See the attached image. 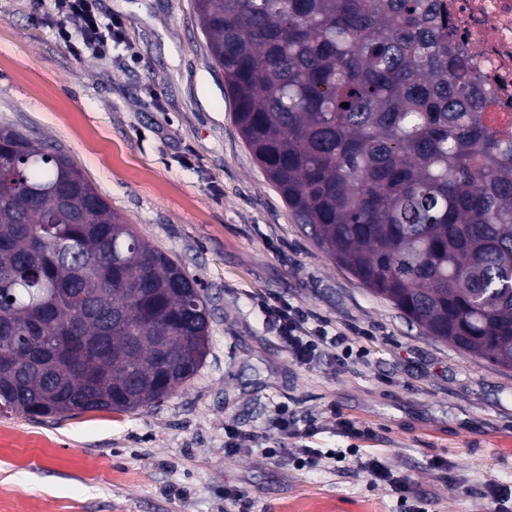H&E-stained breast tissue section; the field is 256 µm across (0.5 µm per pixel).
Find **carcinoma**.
Returning a JSON list of instances; mask_svg holds the SVG:
<instances>
[{
  "label": "carcinoma",
  "mask_w": 512,
  "mask_h": 512,
  "mask_svg": "<svg viewBox=\"0 0 512 512\" xmlns=\"http://www.w3.org/2000/svg\"><path fill=\"white\" fill-rule=\"evenodd\" d=\"M239 131L335 263L512 370V121L443 0H196ZM348 107H343V104ZM212 298L63 149L0 126V415L126 412L210 350Z\"/></svg>",
  "instance_id": "1"
}]
</instances>
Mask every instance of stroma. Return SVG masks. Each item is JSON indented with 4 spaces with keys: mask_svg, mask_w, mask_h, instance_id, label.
I'll use <instances>...</instances> for the list:
<instances>
[{
    "mask_svg": "<svg viewBox=\"0 0 512 512\" xmlns=\"http://www.w3.org/2000/svg\"><path fill=\"white\" fill-rule=\"evenodd\" d=\"M120 23L85 50L55 0H0V124L61 145L151 245L182 263L214 303L211 348L187 385L130 412L0 416L8 512H405L372 486L354 449L410 477L420 512H486L512 487V372L436 340L334 264L297 224L242 140L195 0H98ZM72 38L62 40L60 27ZM309 309L350 336L297 362L254 295ZM285 406L316 420L313 447L340 454L302 470L270 449L302 445L273 425ZM356 421L370 437L336 423ZM252 437L224 447L225 427Z\"/></svg>",
    "mask_w": 512,
    "mask_h": 512,
    "instance_id": "35a3bbf8",
    "label": "stroma"
}]
</instances>
